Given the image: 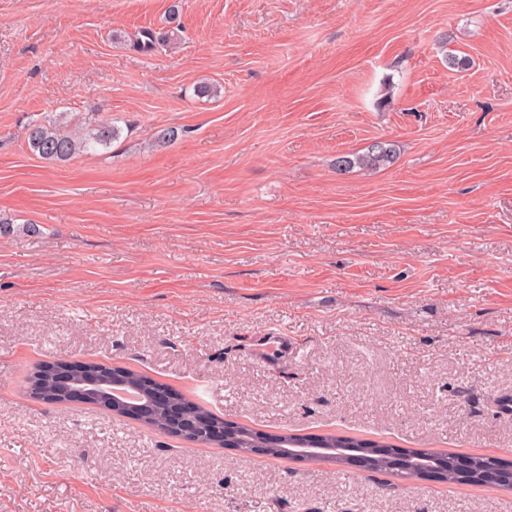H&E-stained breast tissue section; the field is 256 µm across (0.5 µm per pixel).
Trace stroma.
Returning a JSON list of instances; mask_svg holds the SVG:
<instances>
[{
  "label": "stroma",
  "mask_w": 512,
  "mask_h": 512,
  "mask_svg": "<svg viewBox=\"0 0 512 512\" xmlns=\"http://www.w3.org/2000/svg\"><path fill=\"white\" fill-rule=\"evenodd\" d=\"M170 4L0 0V512H512L29 396L118 362L269 433L512 460V0ZM59 114L124 128L53 163L25 131ZM396 155L394 144L377 142L362 155L338 156L334 163L337 171H347L356 166L366 169H377L390 163Z\"/></svg>",
  "instance_id": "obj_1"
}]
</instances>
